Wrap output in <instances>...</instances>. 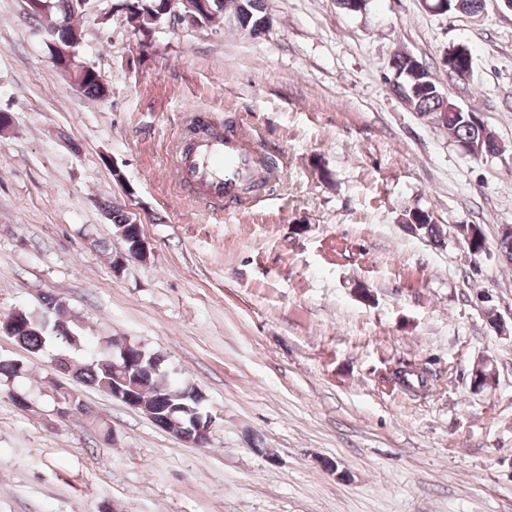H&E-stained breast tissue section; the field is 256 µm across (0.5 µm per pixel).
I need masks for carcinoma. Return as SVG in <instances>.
Returning <instances> with one entry per match:
<instances>
[{
  "mask_svg": "<svg viewBox=\"0 0 512 512\" xmlns=\"http://www.w3.org/2000/svg\"><path fill=\"white\" fill-rule=\"evenodd\" d=\"M226 0H118L117 9L124 12L127 23L134 29L150 32L163 17L169 16L173 21L188 25L185 16L189 13L196 17L194 26H207L224 13ZM234 17L239 27L247 28L253 33L262 31L269 23L263 11V0H235ZM82 12L79 0H48L47 8L33 14V17L50 22V28L59 30L62 36L74 37L79 34L75 25L77 14ZM413 55L399 52L392 59V72L395 80L390 89L405 98L426 117L438 123L446 130L448 137L454 141L478 140L479 130L476 126L465 122L467 114L455 112L456 104L449 100L435 81L427 65L415 70L412 68ZM101 75L93 68L82 72V95L88 98L101 99L107 96L109 88L100 81ZM107 219L113 224L125 240L127 251L132 252L139 243V229L133 224L130 215L117 206H105ZM405 227L411 233L427 236L431 241L441 240L443 231L440 225L433 223L430 214L423 210H414L405 214ZM459 231L462 240L473 235V245L485 248L483 231L478 224H461ZM500 256L506 265L512 266V227H504L500 233ZM66 310L63 300L48 296L44 308L39 313L22 311L20 316L11 313L5 317L9 321L18 320L16 334L20 344L28 351L42 350L47 341L55 338L64 347L73 352L85 347L87 338L80 328L64 321L62 313ZM122 341L110 336H101L96 342V353L88 361H72L62 355L63 367L81 382L90 385L99 392L111 397L113 390L121 389L123 403L131 406L142 403L160 415H172L187 426L192 425L194 414L190 410H201L202 400L197 391L186 384L170 379L163 366V360L155 354L130 344L125 348L126 357H121ZM26 369L20 361L0 357V391L18 402V395L28 389L18 384ZM427 370H417L415 366H399L392 372L390 380H396L399 387L407 389L414 386L429 385ZM75 413L84 417L91 425L102 442L110 444L112 427L102 421L86 404H80Z\"/></svg>",
  "mask_w": 512,
  "mask_h": 512,
  "instance_id": "1",
  "label": "carcinoma"
}]
</instances>
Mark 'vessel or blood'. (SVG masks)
<instances>
[{"label":"vessel or blood","instance_id":"vessel-or-blood-1","mask_svg":"<svg viewBox=\"0 0 512 512\" xmlns=\"http://www.w3.org/2000/svg\"><path fill=\"white\" fill-rule=\"evenodd\" d=\"M268 147L245 121L208 126L173 154V171L182 192L197 200L201 211L239 212L251 208L241 189L249 182L275 187L281 170L267 165Z\"/></svg>","mask_w":512,"mask_h":512}]
</instances>
